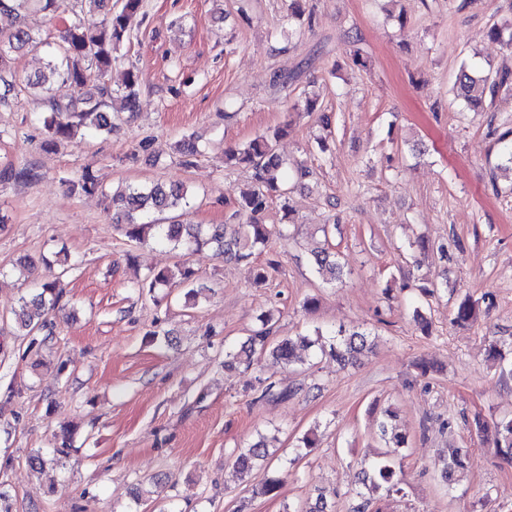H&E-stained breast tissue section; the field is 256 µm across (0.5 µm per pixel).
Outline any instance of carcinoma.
Wrapping results in <instances>:
<instances>
[{
	"instance_id": "cac0c4a2",
	"label": "carcinoma",
	"mask_w": 512,
	"mask_h": 512,
	"mask_svg": "<svg viewBox=\"0 0 512 512\" xmlns=\"http://www.w3.org/2000/svg\"><path fill=\"white\" fill-rule=\"evenodd\" d=\"M109 0H73L71 15L59 31L58 41L50 43L35 34L28 24L33 12L55 15L66 7V0H0V15L12 18L13 29L0 32V84L4 91L0 104H8L9 96H18L33 91L40 96L45 111L40 113L46 138L42 149L52 150L61 139H68L75 128L85 126L97 132L112 133L121 120V112L135 111L139 97V75L131 66L124 72L121 90L112 89L105 81L112 69L113 53L124 39L130 37L133 28L142 23V0H122L121 8L112 11ZM54 45L46 69L33 81H20L10 72L12 53L33 49L36 51ZM62 81L73 86L77 95L63 101L52 94V84ZM512 88V68L507 63L498 67L491 65L462 66L456 75L453 90L457 99L465 102L473 112H484L492 107L502 90ZM121 93V111L106 112L104 108L113 100L114 93ZM286 133L277 128L271 134L252 140L247 146L224 151V163L235 162L252 173L253 188L233 202H224L232 210L231 218L238 221V229L228 230L226 224H150L141 218L150 211L176 212L191 205L188 190L182 185L157 183L151 187L128 185L112 195L113 216L118 224L127 225L126 235L133 241L145 240L146 230L155 231V238L175 249L196 250L214 244L227 261L251 263L254 250H264L276 238L288 237L287 227L272 229L260 220L275 197L286 198L288 187V162L277 152L276 141ZM75 192L92 193L97 183L92 173L85 169L75 179L66 180ZM317 272L327 283H333L342 275V264L338 253L330 248L313 255ZM193 270L185 264L149 272L139 287L148 291L169 286L174 280L182 283L193 280ZM63 290L60 280L55 278L43 282L38 292L30 298L22 297L15 310L18 328L31 337V343H45L53 335L48 330L50 315L64 309ZM480 301L469 297L463 299L453 314V322L462 325L476 315ZM271 316L261 317L262 328L238 349L224 351V368L232 371L244 365L251 367L269 353L285 364L294 361V350L314 345L309 335L288 337L276 343L271 341L269 322ZM45 333L37 339L36 335ZM372 346L370 334L358 330H340L334 334L330 352L344 365L353 364ZM294 394L292 389H283L270 382L261 386V399L286 400ZM392 413L385 412L378 424L380 438L386 451L364 471L363 484L373 489H385L399 493L401 488V467L398 462L400 449L405 447L406 437L389 434V420ZM499 437L495 442L496 453L512 462V418L497 424ZM73 429L62 427L58 442L50 456L37 452L28 458L29 465L41 468L46 463L58 464L67 457L71 449ZM470 450L467 448L448 449V459L443 470L444 482L451 486L467 467ZM268 456L265 437L242 449L236 463L244 472H250Z\"/></svg>"
}]
</instances>
